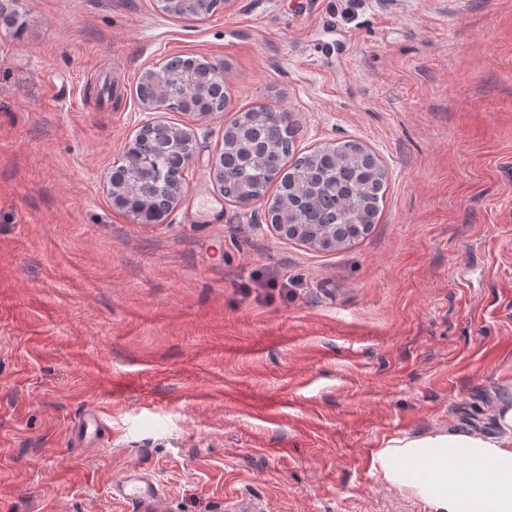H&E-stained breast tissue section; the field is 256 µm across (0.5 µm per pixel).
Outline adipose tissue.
Returning <instances> with one entry per match:
<instances>
[{
    "instance_id": "ef3b65f1",
    "label": "adipose tissue",
    "mask_w": 512,
    "mask_h": 512,
    "mask_svg": "<svg viewBox=\"0 0 512 512\" xmlns=\"http://www.w3.org/2000/svg\"><path fill=\"white\" fill-rule=\"evenodd\" d=\"M372 466L430 512H512V399L497 403L491 430L456 425L394 437Z\"/></svg>"
}]
</instances>
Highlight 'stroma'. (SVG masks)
I'll list each match as a JSON object with an SVG mask.
<instances>
[{
    "label": "stroma",
    "mask_w": 512,
    "mask_h": 512,
    "mask_svg": "<svg viewBox=\"0 0 512 512\" xmlns=\"http://www.w3.org/2000/svg\"><path fill=\"white\" fill-rule=\"evenodd\" d=\"M0 25V512H428L373 469L390 438L490 429L512 392V0H15ZM224 71L199 118L137 97L173 57ZM293 113L307 151L361 142L378 224L338 252L224 198L238 110ZM197 128L159 224L112 168L147 122ZM109 493L113 500L135 502L141 512H164L163 491L143 471L132 468L119 479L111 481Z\"/></svg>",
    "instance_id": "stroma-1"
}]
</instances>
